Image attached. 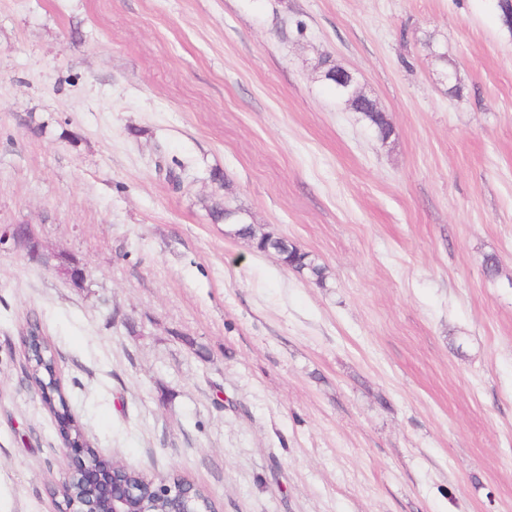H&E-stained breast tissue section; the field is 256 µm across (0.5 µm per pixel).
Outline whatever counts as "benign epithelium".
Masks as SVG:
<instances>
[{
    "label": "benign epithelium",
    "mask_w": 512,
    "mask_h": 512,
    "mask_svg": "<svg viewBox=\"0 0 512 512\" xmlns=\"http://www.w3.org/2000/svg\"><path fill=\"white\" fill-rule=\"evenodd\" d=\"M334 77L336 93L348 104H355L359 89L351 72L342 68L335 72ZM32 237L30 226L22 238L11 230L0 235V245L10 241L25 248L31 260L46 262L44 251L32 247ZM61 435L69 464L56 483L54 493L66 489L65 493H60L65 505L63 512H154L153 505L159 501L165 503L164 512H214L211 507L199 509L194 506L198 500L194 485L162 478L132 482L115 464L89 466L86 463L88 448L81 441L72 440L68 428L63 429Z\"/></svg>",
    "instance_id": "benign-epithelium-1"
}]
</instances>
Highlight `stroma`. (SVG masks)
<instances>
[{
  "mask_svg": "<svg viewBox=\"0 0 512 512\" xmlns=\"http://www.w3.org/2000/svg\"><path fill=\"white\" fill-rule=\"evenodd\" d=\"M223 192L325 283L227 236L205 208ZM11 224L50 263L0 246V512L62 503L34 323L88 444L218 512H512V32L492 0H0ZM328 75L329 74L326 73L324 74V77ZM329 76H334L336 78V81L334 82L336 86V93L344 97L348 105H354L357 100L359 89L356 79L353 77L351 72L340 67V70H336L335 74L333 73ZM279 257L286 268L307 274L319 284H323L325 281V268L317 264L309 253L300 250L295 245L288 244V248Z\"/></svg>",
  "mask_w": 512,
  "mask_h": 512,
  "instance_id": "obj_1",
  "label": "stroma"
}]
</instances>
